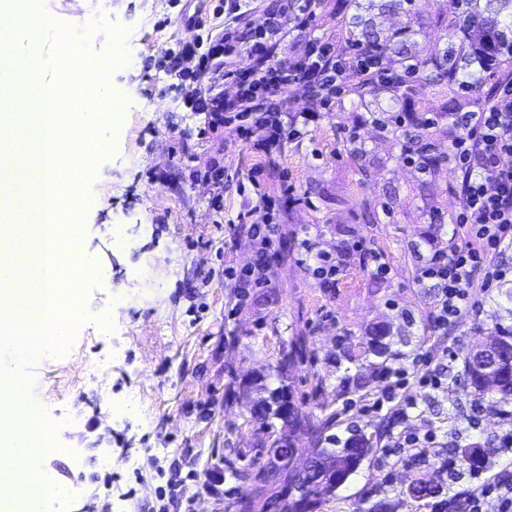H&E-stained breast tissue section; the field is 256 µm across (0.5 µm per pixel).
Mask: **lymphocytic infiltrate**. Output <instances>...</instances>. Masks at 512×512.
Returning a JSON list of instances; mask_svg holds the SVG:
<instances>
[{
    "instance_id": "f902f5d3",
    "label": "lymphocytic infiltrate",
    "mask_w": 512,
    "mask_h": 512,
    "mask_svg": "<svg viewBox=\"0 0 512 512\" xmlns=\"http://www.w3.org/2000/svg\"><path fill=\"white\" fill-rule=\"evenodd\" d=\"M243 0H225L224 38L206 53L187 46L173 60L174 71L194 62L198 74H207L210 63L232 53L251 59L248 69L228 68L224 77L236 86L232 95L212 98L210 127H224L236 139L263 154L285 151L299 126L313 122L320 112L331 109L342 91L346 57L336 44L308 39L302 52L282 60L277 51L287 38L278 19L265 17L259 37L241 42L233 23L242 15ZM301 83L308 90L304 105L283 98L288 86ZM451 140L449 160L463 174L462 198L454 222L467 234L465 243H451L422 256L417 269L419 287L434 291L429 316L435 329L456 324L465 314H478L482 303L469 288L475 274H482L485 288H498L512 275V266L502 263L512 250V80L501 82L482 111L458 118ZM277 228L253 225L256 255L252 265L240 271L242 285H259L266 280ZM379 396L362 406L363 412L378 413L391 408L401 429L386 445L385 456L425 447L435 434L417 432L412 412L417 400L409 386L440 389L442 382L431 368L428 356H420L412 370L385 369ZM430 512H512V480L485 478L474 490L432 502Z\"/></svg>"
}]
</instances>
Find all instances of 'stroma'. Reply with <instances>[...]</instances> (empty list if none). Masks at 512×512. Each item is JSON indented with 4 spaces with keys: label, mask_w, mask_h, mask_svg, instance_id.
<instances>
[{
    "label": "stroma",
    "mask_w": 512,
    "mask_h": 512,
    "mask_svg": "<svg viewBox=\"0 0 512 512\" xmlns=\"http://www.w3.org/2000/svg\"><path fill=\"white\" fill-rule=\"evenodd\" d=\"M224 0H43L54 19L81 26L103 17L126 28L125 65L110 75L121 97V121L106 130L107 150L86 186L89 200L79 226V248L98 271L82 296L86 314L68 352L30 367L29 393L57 422L61 451L44 458L59 484L74 495L67 512H156L160 494L168 512H275L256 497L254 482L235 480L231 468L260 469L258 452L273 439L292 440L304 465L313 441L308 431L282 422L264 427L252 417L266 390L285 387L314 418L335 413V434L356 426L372 434L375 449L320 512H423L408 493L416 479H438L441 498L468 491L475 480L449 481L444 464L463 449H483L489 465L501 461L499 437L512 413V397L477 398L466 385L463 357L493 333L512 327V283L493 290L480 317H463L433 330L429 289L416 270L429 244L446 246L460 204L462 173L451 163L420 172L377 126L395 112L459 115L478 108L477 93L453 91L425 79L405 95L386 88L358 100L355 61H348L335 108L321 112L285 152L260 158L224 130L208 128L203 100L233 94L224 61L208 75L181 77L169 67L184 43L224 36ZM237 23L250 35L278 14L288 37L281 54L300 53L310 37L343 44L345 27L362 14L379 35L405 29L409 54L440 56L448 49V0H415L381 7L370 0H315V19L301 26L284 0H251ZM197 89L200 103L187 99ZM357 141H349V129ZM362 158H355L354 148ZM215 168L229 177L220 207L199 175ZM293 184L295 202L267 213L260 192ZM248 221L236 223L238 213ZM252 224H275L276 253L267 282L240 287L226 268L252 264ZM340 252L334 280L296 263L303 240ZM365 240L387 267L376 271L353 244ZM390 330L382 356L368 348L375 329ZM305 337L308 359L280 366L283 351ZM430 352L445 377L442 390L418 397L422 424L436 443L401 459L380 450L399 432L390 413L366 416L362 400L383 388L382 368H408ZM129 405L122 417L113 404ZM194 499L185 509L180 495Z\"/></svg>",
    "instance_id": "obj_1"
}]
</instances>
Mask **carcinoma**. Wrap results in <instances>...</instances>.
Listing matches in <instances>:
<instances>
[{
	"instance_id": "cac0c4a2",
	"label": "carcinoma",
	"mask_w": 512,
	"mask_h": 512,
	"mask_svg": "<svg viewBox=\"0 0 512 512\" xmlns=\"http://www.w3.org/2000/svg\"><path fill=\"white\" fill-rule=\"evenodd\" d=\"M453 3L452 18L448 21V31L452 38V44L441 56L417 57L413 62H407L401 52L397 51L399 35H391L379 39L368 30H359L363 25L362 17H355L353 25L348 27L349 36L357 52L365 54L368 52H388L396 59L392 60L390 69L396 73L395 82L391 84L390 90L396 94H403L409 87L407 83L416 77L425 78L437 85L455 86L459 84V70L462 65L470 62L475 57L486 59V72L488 76L485 81L474 86L478 90L484 85H492L501 79L512 78V20L504 23L503 27L483 28L471 30L461 23L460 15L473 16L477 11L478 0H451ZM382 129L391 133L401 145L403 152L409 155H420L424 157V165L429 168H436L442 158L431 155L429 145L420 141H408L405 139L404 131L395 123L391 117L381 124ZM501 359L504 364L506 375L501 380V385L496 388H486L476 372L472 371L469 365H464L466 381L472 389L474 396L483 398L490 394H499L504 397L512 396V350L505 347L501 351ZM291 391L284 388H276L269 392L264 404L256 412V417L263 421L266 426H271V420L280 419L290 425L292 423L307 427L314 436L315 444L318 445L320 459L328 460L336 464V471L327 477H319L318 472L313 471L304 475L298 474L293 468L284 466H272L257 474H252L247 468H232L231 475L239 480L247 482L252 477H259V484L256 486L257 495L262 496L265 486L270 483L282 481L280 491L276 498L287 500L293 492L301 491L305 484H311L313 496V508L318 509L340 486H342L356 471L360 463L372 452L374 442L372 436L359 429L349 430V436L340 438L335 434L328 433L333 425L334 417L326 416L320 421H313L303 414L291 415L286 410L287 398ZM440 492L437 484L430 480L419 479L409 490L413 499L425 501L434 497Z\"/></svg>"
}]
</instances>
